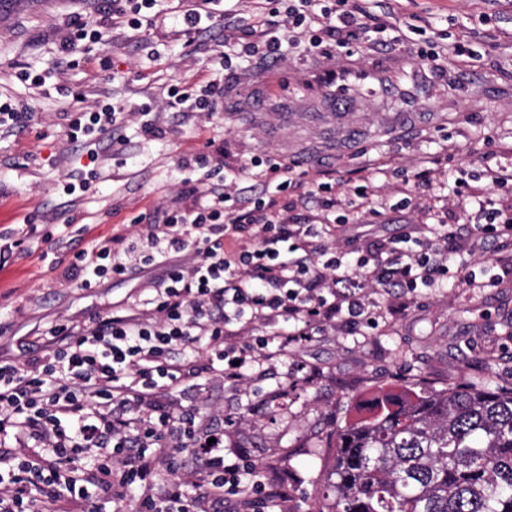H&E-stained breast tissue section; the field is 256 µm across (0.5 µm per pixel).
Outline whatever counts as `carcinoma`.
<instances>
[{
	"label": "carcinoma",
	"instance_id": "1",
	"mask_svg": "<svg viewBox=\"0 0 512 512\" xmlns=\"http://www.w3.org/2000/svg\"><path fill=\"white\" fill-rule=\"evenodd\" d=\"M330 448L315 512H512V389L417 382Z\"/></svg>",
	"mask_w": 512,
	"mask_h": 512
}]
</instances>
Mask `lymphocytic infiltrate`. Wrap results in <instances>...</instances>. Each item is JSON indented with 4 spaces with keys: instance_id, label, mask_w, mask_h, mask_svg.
I'll use <instances>...</instances> for the list:
<instances>
[{
    "instance_id": "f902f5d3",
    "label": "lymphocytic infiltrate",
    "mask_w": 512,
    "mask_h": 512,
    "mask_svg": "<svg viewBox=\"0 0 512 512\" xmlns=\"http://www.w3.org/2000/svg\"><path fill=\"white\" fill-rule=\"evenodd\" d=\"M288 24L339 35L358 26L350 10L298 0ZM114 106L75 113L70 139L111 132ZM263 193L237 200L236 177H224L191 214H172L120 250L101 242L77 253L70 274L91 287L106 274L126 275L170 252L193 250L189 266L169 267L145 309L106 311L90 322L61 321L42 346L20 360L0 359V512H105L135 501L138 512H255L286 492L257 477L241 451L224 452V432L202 405H182L187 384L221 378L240 391L261 381L271 362L328 328L372 327L397 313L395 291L419 297L457 269L472 289L512 280V260L475 273L450 248L447 222L418 225L403 242L362 250L329 247L330 209L377 214L366 187L336 198L331 182H305L295 166L251 157ZM322 196L327 213L292 223L289 214ZM474 240L493 235L512 248V208L480 204L468 225ZM194 458L199 478L165 481L154 449Z\"/></svg>"
}]
</instances>
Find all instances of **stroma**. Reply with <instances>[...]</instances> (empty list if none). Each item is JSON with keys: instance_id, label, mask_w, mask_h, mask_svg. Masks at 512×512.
Returning a JSON list of instances; mask_svg holds the SVG:
<instances>
[{"instance_id": "35a3bbf8", "label": "stroma", "mask_w": 512, "mask_h": 512, "mask_svg": "<svg viewBox=\"0 0 512 512\" xmlns=\"http://www.w3.org/2000/svg\"><path fill=\"white\" fill-rule=\"evenodd\" d=\"M353 2L366 12L368 27L388 25L402 41L397 50L378 51L366 33L352 35L362 69L391 61L396 67L386 73V92L350 91L343 122L361 128L363 138L347 143L322 120L329 98L303 86L322 53L344 64L328 38L316 48L306 37L292 38L281 63L293 86L287 100L266 96L258 113L245 111L244 86L265 58L237 52L253 39L262 0H219L220 20L192 34L182 23L191 0H159L155 27L134 29L127 16L114 15L105 43L78 42L65 59L57 46L68 21L100 18L107 0H0V99L28 115L24 126L0 129V241L8 245L0 256V356L22 357L57 320L81 324L95 312L143 302L167 266L192 261L193 252H172L166 265L109 275L89 288L64 278L77 251L105 239L123 248L124 238L147 234L166 213L206 204L213 165L181 160L203 152L210 139L223 147L226 166L267 154L299 162L312 179L330 173L348 190L361 185L368 165L408 169L425 154L447 180L398 215H364L349 225V235L364 242L397 237L429 216L465 223L477 203L458 190L459 172L480 185L486 167L512 168V154L501 152L512 144V0ZM222 50L233 57L226 68L215 61ZM423 51L439 54V68L422 65ZM23 71L31 80L20 79ZM209 81L227 89L220 111L189 112L170 96L172 88L194 93ZM99 104L121 109L118 130L70 141V112ZM284 110L299 120L271 125L263 118ZM385 112L407 113L397 134L382 131ZM148 123L155 133H145ZM91 149L98 153L93 164ZM89 164L96 170L89 189L66 194L62 179ZM297 363L305 369L284 411L271 405L248 413L219 378L184 395L202 399L213 423L236 418L224 438L227 451L244 449L263 480L287 479L288 495L276 512H314L332 432L367 414L374 396L416 380L511 389L512 283L474 291L449 277L446 287L408 302L376 328L314 337L275 362L267 379L253 384L255 395L275 390Z\"/></svg>"}]
</instances>
